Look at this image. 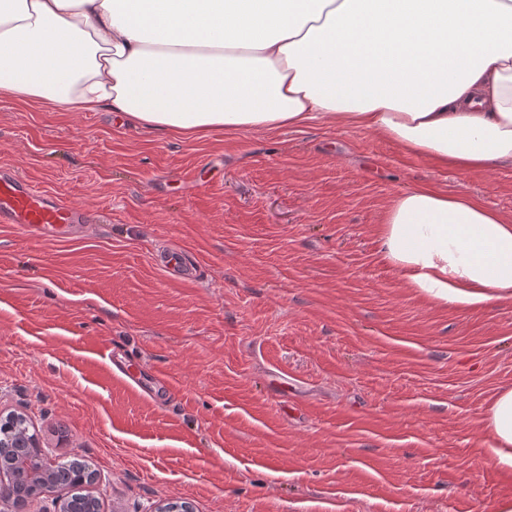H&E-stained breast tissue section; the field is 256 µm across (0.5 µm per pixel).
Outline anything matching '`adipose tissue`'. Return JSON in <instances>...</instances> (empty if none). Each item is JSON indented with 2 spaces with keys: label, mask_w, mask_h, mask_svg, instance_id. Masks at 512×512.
I'll list each match as a JSON object with an SVG mask.
<instances>
[{
  "label": "adipose tissue",
  "mask_w": 512,
  "mask_h": 512,
  "mask_svg": "<svg viewBox=\"0 0 512 512\" xmlns=\"http://www.w3.org/2000/svg\"><path fill=\"white\" fill-rule=\"evenodd\" d=\"M0 97L206 136L359 126L459 171L512 166V0H0ZM381 257L429 301L512 299V220L396 195ZM512 483V386L483 418Z\"/></svg>",
  "instance_id": "1"
}]
</instances>
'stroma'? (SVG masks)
I'll use <instances>...</instances> for the list:
<instances>
[{
  "label": "stroma",
  "instance_id": "stroma-1",
  "mask_svg": "<svg viewBox=\"0 0 512 512\" xmlns=\"http://www.w3.org/2000/svg\"><path fill=\"white\" fill-rule=\"evenodd\" d=\"M2 167L88 222L67 241L0 224V413L96 469L101 512H493L506 495L481 418L512 385V300L430 303L378 232L422 185L512 219V168L460 172L355 126L196 137L0 99ZM169 246L195 280L156 265ZM107 350L140 388L104 378Z\"/></svg>",
  "mask_w": 512,
  "mask_h": 512
}]
</instances>
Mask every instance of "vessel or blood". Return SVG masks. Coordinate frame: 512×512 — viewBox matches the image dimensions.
<instances>
[{
	"instance_id": "1",
	"label": "vessel or blood",
	"mask_w": 512,
	"mask_h": 512,
	"mask_svg": "<svg viewBox=\"0 0 512 512\" xmlns=\"http://www.w3.org/2000/svg\"><path fill=\"white\" fill-rule=\"evenodd\" d=\"M87 215L79 207L58 202L35 191L28 181L7 169L0 170V223L16 224L30 232L53 236L69 233L86 223ZM165 273L179 279L190 278L184 252L167 249L162 258Z\"/></svg>"
}]
</instances>
